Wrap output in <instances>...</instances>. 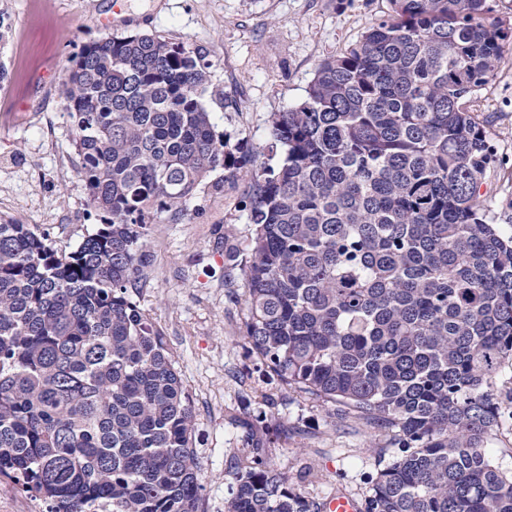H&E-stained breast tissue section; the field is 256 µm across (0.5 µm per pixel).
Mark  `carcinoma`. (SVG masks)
I'll return each mask as SVG.
<instances>
[{
	"instance_id": "carcinoma-1",
	"label": "carcinoma",
	"mask_w": 512,
	"mask_h": 512,
	"mask_svg": "<svg viewBox=\"0 0 512 512\" xmlns=\"http://www.w3.org/2000/svg\"><path fill=\"white\" fill-rule=\"evenodd\" d=\"M388 3L275 115L277 168L215 132L199 53L147 33L82 49L63 92L99 227L60 254L0 222V478L47 512H201L190 396L131 293L147 226L221 168L215 191L250 182L251 253L224 282L244 280L253 353L401 449L361 512H512L485 450L512 419V199L481 193L497 154L474 99L512 31L487 0ZM246 446L225 512H320Z\"/></svg>"
}]
</instances>
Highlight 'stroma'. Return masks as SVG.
I'll return each instance as SVG.
<instances>
[{
  "label": "stroma",
  "instance_id": "obj_1",
  "mask_svg": "<svg viewBox=\"0 0 512 512\" xmlns=\"http://www.w3.org/2000/svg\"><path fill=\"white\" fill-rule=\"evenodd\" d=\"M113 0H0L12 30L0 90V219L46 233L61 253L96 228L77 173L75 131L62 79L76 53L103 37L153 33L197 50L210 64L202 101L216 133L245 142L253 168L277 166L274 113L299 105L318 65L361 38L387 12V0H123L131 24H99ZM498 152L487 195L512 198V43L475 94ZM248 184L214 191L202 184L175 224L150 225L148 265L133 299L164 332L195 415L194 448L206 512H224L245 452L246 424L303 496L364 500L371 479L395 456L365 427L337 422L331 404L285 392L260 370L244 337L243 283L224 285L226 246L249 253ZM312 471V481L301 480Z\"/></svg>",
  "mask_w": 512,
  "mask_h": 512
}]
</instances>
